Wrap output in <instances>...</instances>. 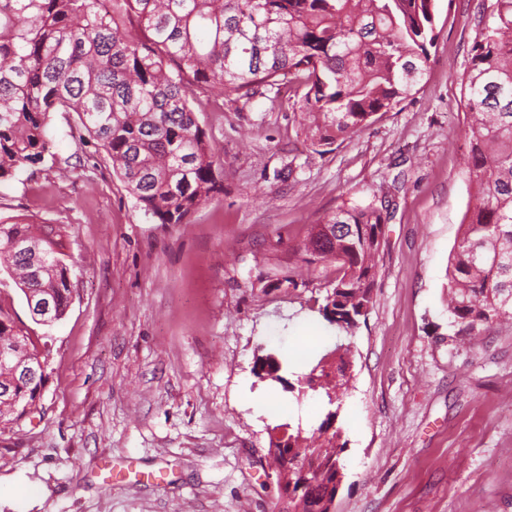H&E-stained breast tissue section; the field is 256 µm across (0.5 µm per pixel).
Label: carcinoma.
Returning a JSON list of instances; mask_svg holds the SVG:
<instances>
[{
    "label": "carcinoma",
    "mask_w": 512,
    "mask_h": 512,
    "mask_svg": "<svg viewBox=\"0 0 512 512\" xmlns=\"http://www.w3.org/2000/svg\"><path fill=\"white\" fill-rule=\"evenodd\" d=\"M436 0H0V185L46 160L54 114L75 115L78 144L94 142L145 214L185 224L224 194L223 165L200 125L193 88L219 86L250 100L286 90L305 137L350 139L418 91L438 33ZM472 190L446 270L448 311L464 336L512 321V0H494L460 76ZM390 200L343 207L316 225L305 261L336 260L323 316L350 333L372 304L381 225ZM36 225L0 224V264L26 303L48 301L52 325L73 298L58 243L36 254ZM0 424L22 419L39 384L15 373L37 348L0 305ZM351 361L321 357L286 388L348 389ZM330 410L311 436L302 426L271 443L279 512H332L347 442Z\"/></svg>",
    "instance_id": "1"
}]
</instances>
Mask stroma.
I'll return each mask as SVG.
<instances>
[{
	"label": "stroma",
	"mask_w": 512,
	"mask_h": 512,
	"mask_svg": "<svg viewBox=\"0 0 512 512\" xmlns=\"http://www.w3.org/2000/svg\"><path fill=\"white\" fill-rule=\"evenodd\" d=\"M490 4L436 0L418 93L328 152L287 100L197 93L224 194L185 224L145 215L109 160L80 166L56 114L45 163L0 186V222L42 225L79 260L53 326L0 290L47 359L36 408L0 426V512H274L271 440L316 428L328 405L253 366L273 355L293 382L340 346L353 377L333 512H512V322L457 335L445 288L471 201L458 78ZM387 190L372 305L349 334L319 311L335 264L300 248L313 224ZM312 329L322 343L293 363ZM253 397L281 415H256Z\"/></svg>",
	"instance_id": "35a3bbf8"
}]
</instances>
